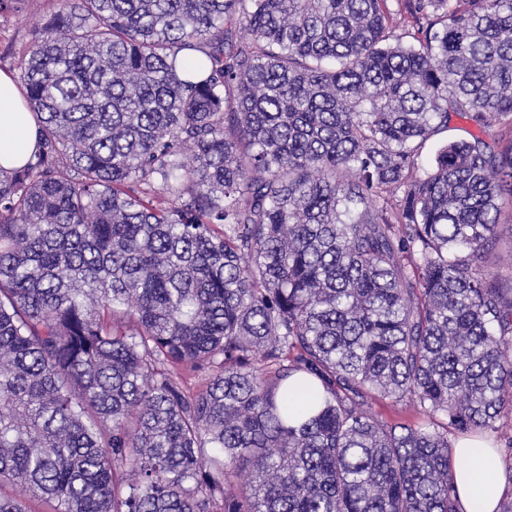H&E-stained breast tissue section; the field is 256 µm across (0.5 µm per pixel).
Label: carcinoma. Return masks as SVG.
Here are the masks:
<instances>
[{
	"label": "carcinoma",
	"mask_w": 512,
	"mask_h": 512,
	"mask_svg": "<svg viewBox=\"0 0 512 512\" xmlns=\"http://www.w3.org/2000/svg\"><path fill=\"white\" fill-rule=\"evenodd\" d=\"M19 69L0 512H458L448 428L512 430V0H61ZM472 130L469 123L465 120H456L452 122L451 127L448 131L442 132L434 137H432L425 145L421 162L425 167H429L431 162L433 161L438 149L447 141V140H456L468 138L469 135L467 131ZM502 222L498 227L496 243L490 254L488 265L491 267V272L500 277L505 288H510L512 273L507 265V256L512 248V221L506 216ZM364 400L367 407L388 422L420 425L428 421L427 415L408 401L396 402L392 398H384L373 392L366 394Z\"/></svg>",
	"instance_id": "carcinoma-1"
}]
</instances>
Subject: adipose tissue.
Here are the masks:
<instances>
[{
	"label": "adipose tissue",
	"mask_w": 512,
	"mask_h": 512,
	"mask_svg": "<svg viewBox=\"0 0 512 512\" xmlns=\"http://www.w3.org/2000/svg\"><path fill=\"white\" fill-rule=\"evenodd\" d=\"M37 126L13 77L0 72V168L23 166L35 149ZM452 476L459 512H497L511 492L501 478L502 460L489 441L460 438L454 447Z\"/></svg>",
	"instance_id": "1"
}]
</instances>
